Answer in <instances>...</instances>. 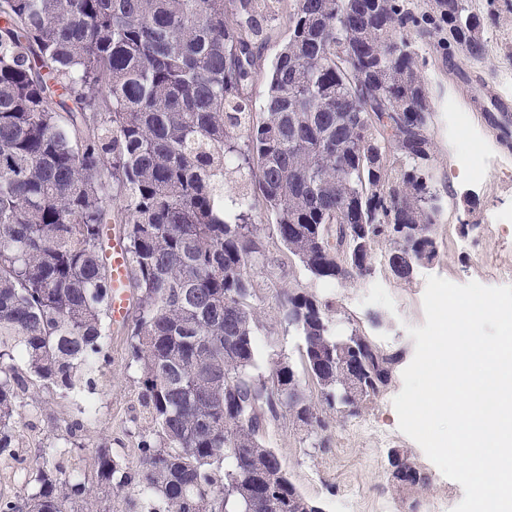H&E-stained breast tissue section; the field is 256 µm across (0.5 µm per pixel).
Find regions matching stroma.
Wrapping results in <instances>:
<instances>
[{"label":"stroma","instance_id":"stroma-1","mask_svg":"<svg viewBox=\"0 0 512 512\" xmlns=\"http://www.w3.org/2000/svg\"><path fill=\"white\" fill-rule=\"evenodd\" d=\"M469 4L473 12L491 18L484 29L482 60L444 49L436 33L419 42L420 72L433 104L434 187L443 202V212L432 227L438 255L431 263L407 281L395 278L377 260L370 276L344 285L314 283L281 246L274 217L261 210L252 214L254 231L266 247L263 262L253 270L255 293L250 300L262 325L258 335L262 354L277 353L299 362L301 340L281 323L278 295L285 288L311 287L337 305L341 333L358 331L382 350L401 355L390 383L359 416L328 412V428L311 434L284 412L266 429L265 439L292 482L302 494L320 501L324 512H380L384 505L390 512H423L434 501L444 500L453 507L464 497L461 485L444 477L421 447L400 431L392 400L403 387L402 373L415 352L407 329L425 323L427 276L457 284L512 285V275L494 272L496 264L512 266V223L498 221L500 215L512 214V144L502 141L479 107L480 101L496 95L512 108V0H469ZM294 7V0H279L271 19L270 37L257 60L259 77L250 89L253 112L263 110L264 77L288 39ZM469 143L486 156L484 179H474L461 161ZM375 313L382 324L372 322ZM107 343L110 360L94 375L93 414L82 432L85 448L61 457L63 466L77 475L89 473L93 450L103 441L126 462L138 458L136 427L143 416L138 373L125 333L112 334ZM73 414L71 397L62 395L48 396L46 404L37 407L28 401L19 408L20 458L0 462L1 494L20 491L23 461L32 459L37 449L57 446L56 427L65 425ZM395 450L427 474L426 486L401 491L392 487L389 457Z\"/></svg>","mask_w":512,"mask_h":512}]
</instances>
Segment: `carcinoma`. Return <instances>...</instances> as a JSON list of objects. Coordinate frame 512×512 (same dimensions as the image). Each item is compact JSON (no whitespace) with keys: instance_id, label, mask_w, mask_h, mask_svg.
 Masks as SVG:
<instances>
[{"instance_id":"obj_1","label":"carcinoma","mask_w":512,"mask_h":512,"mask_svg":"<svg viewBox=\"0 0 512 512\" xmlns=\"http://www.w3.org/2000/svg\"><path fill=\"white\" fill-rule=\"evenodd\" d=\"M267 77L248 89L275 0H0V461L33 383L79 399L110 356L112 268L103 230L124 225L128 325L146 426L135 467L97 445L88 477L39 451L0 512H322L247 416L292 390L310 433L361 414L398 356L338 332L311 288L281 293L313 401L285 356L259 365L249 304L264 255L251 213L313 281L388 267L407 281L437 254L433 112L418 68L426 25L480 60L468 0H295ZM240 191L224 198L225 178ZM120 198L123 205L112 209Z\"/></svg>"}]
</instances>
